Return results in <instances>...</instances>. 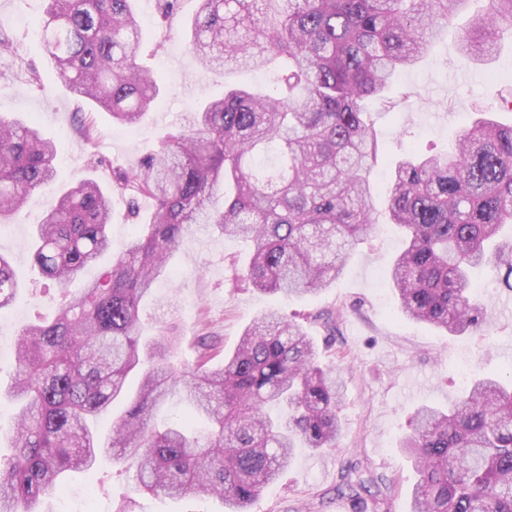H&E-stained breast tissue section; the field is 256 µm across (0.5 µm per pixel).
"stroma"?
Masks as SVG:
<instances>
[{
	"mask_svg": "<svg viewBox=\"0 0 512 512\" xmlns=\"http://www.w3.org/2000/svg\"><path fill=\"white\" fill-rule=\"evenodd\" d=\"M43 0H0V31L18 44L13 57H0V116L35 122L55 141L56 185L64 187L93 177L91 156L127 169L158 150L174 125L203 101L221 97L228 84H261L273 89L271 73L224 74L201 66L185 50L186 23L199 0H175L162 14L159 0H135L144 32L141 58L161 88L138 130L113 123L105 112L90 113L97 139L87 146L75 131L84 104L57 80L46 57L38 22ZM456 26H449L431 52L399 76L390 89L394 107L371 103L379 158L372 181L373 206L381 220L348 254L342 276L331 288L300 299L262 294L238 278L250 252L247 243L224 237L210 225L191 228L174 253L171 273L144 301L141 320L146 336L157 327L175 328L181 338L172 361L193 363L200 337L233 351L254 319L271 311L305 316L340 312L338 333L325 341V331L307 329L323 359L333 361L346 379L341 433L336 450L296 451L293 464L251 505L249 512H356L349 493L338 492L341 474L358 464L362 474L391 482L390 512H407L414 472L399 446L401 435L421 405H447L463 384L489 372H512V292L498 287L493 276L478 275L477 294L488 307L485 335L443 336L397 310L389 287V269L403 247L401 230L384 221L388 173L407 149L422 155L447 153L464 124L478 113H497L512 122V109L501 96L512 91V40L499 42L485 61L461 54ZM39 82H32V75ZM50 201L49 191L34 192L15 223L0 226V252L12 259L20 288L13 305L0 313V388L13 380L14 337L30 323L52 318L60 301L52 282L39 272L31 256V233ZM131 472L103 455L86 471L71 472L72 497L41 503L42 512H223L212 497L172 499L137 493Z\"/></svg>",
	"mask_w": 512,
	"mask_h": 512,
	"instance_id": "35a3bbf8",
	"label": "stroma"
}]
</instances>
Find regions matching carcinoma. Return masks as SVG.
Returning a JSON list of instances; mask_svg holds the SVG:
<instances>
[{
  "label": "carcinoma",
  "mask_w": 512,
  "mask_h": 512,
  "mask_svg": "<svg viewBox=\"0 0 512 512\" xmlns=\"http://www.w3.org/2000/svg\"><path fill=\"white\" fill-rule=\"evenodd\" d=\"M131 0H47L46 55L73 94L129 129L160 94L137 55ZM474 0H200L186 47L211 70L276 65L278 96L228 85L184 118L159 150L130 170L53 197L33 235V259L61 290L55 318L16 336L17 401L11 453L0 454V512H39L63 474L104 454L134 472L135 491L217 496L248 512L295 456L333 449L345 385L303 323L269 313L235 351L210 365L171 359L179 337L142 340L140 303L168 274L194 224L251 242L240 278L264 293L301 297L331 286L349 251L378 224L370 175L377 142L368 104ZM458 30L459 50L481 61L512 38V0H481ZM57 147L34 124L0 116V224L56 178ZM152 202L128 247L78 294L68 285L112 252V189ZM389 221L406 231L389 285L404 317L448 336L476 333L486 309L472 277L487 267L512 291V124L477 118L447 156L406 154L390 175ZM18 288L0 254V310ZM148 364L138 392L104 442L93 421L112 412L128 375ZM180 393L192 414L179 428L151 419ZM203 417L204 434L193 430ZM416 480L408 512H512V378L488 373L446 409L423 405L401 441ZM374 512L373 476L352 480Z\"/></svg>",
  "instance_id": "obj_1"
}]
</instances>
